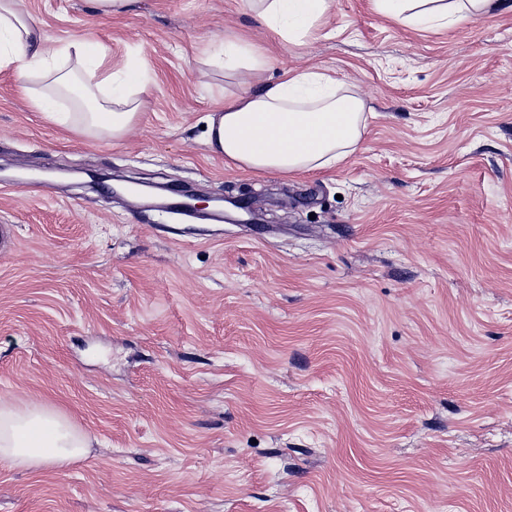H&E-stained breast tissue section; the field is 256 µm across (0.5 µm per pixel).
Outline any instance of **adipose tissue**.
<instances>
[{"label":"adipose tissue","mask_w":512,"mask_h":512,"mask_svg":"<svg viewBox=\"0 0 512 512\" xmlns=\"http://www.w3.org/2000/svg\"><path fill=\"white\" fill-rule=\"evenodd\" d=\"M247 8L284 42L300 43L325 18L334 0H245ZM376 11L404 26L454 28L490 16L500 0H373ZM202 63L233 72L238 92L207 117L206 144L225 163L252 173L300 176L329 170L363 149L365 99L317 70H288L281 81L260 75L265 48L239 34L224 38V53L203 52ZM14 67L30 105L50 120L88 136L122 138L140 115L148 88L135 64L113 68L99 42L53 43L18 7L0 0V69ZM75 97L81 111L59 114L55 99ZM91 438L54 406H20L0 397V462L25 470L63 469L83 461Z\"/></svg>","instance_id":"1"}]
</instances>
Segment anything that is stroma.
Wrapping results in <instances>:
<instances>
[{
	"label": "stroma",
	"instance_id": "obj_1",
	"mask_svg": "<svg viewBox=\"0 0 512 512\" xmlns=\"http://www.w3.org/2000/svg\"><path fill=\"white\" fill-rule=\"evenodd\" d=\"M48 41L141 62L118 140L63 129L0 70V395L92 439L58 470L0 463V512H512V0L406 29L335 0L301 44L242 0H20ZM264 81L354 87L365 147L301 178L211 156L227 33ZM248 193L262 229L114 198L63 169Z\"/></svg>",
	"mask_w": 512,
	"mask_h": 512
}]
</instances>
